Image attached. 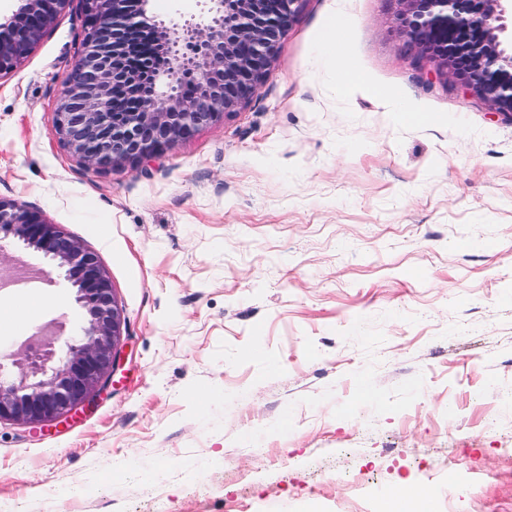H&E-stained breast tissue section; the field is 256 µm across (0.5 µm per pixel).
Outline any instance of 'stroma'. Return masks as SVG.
Returning <instances> with one entry per match:
<instances>
[{
    "label": "stroma",
    "instance_id": "35a3bbf8",
    "mask_svg": "<svg viewBox=\"0 0 512 512\" xmlns=\"http://www.w3.org/2000/svg\"><path fill=\"white\" fill-rule=\"evenodd\" d=\"M399 0H300L258 95L158 158L85 167L52 133L80 0L0 76V198L94 253L125 359L96 407L0 423V512H512V121L434 68ZM167 26L206 0H150ZM345 23L350 89L319 50ZM423 111H386L382 98ZM8 379L87 323L63 269L13 236Z\"/></svg>",
    "mask_w": 512,
    "mask_h": 512
}]
</instances>
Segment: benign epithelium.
Listing matches in <instances>:
<instances>
[{
	"label": "benign epithelium",
	"instance_id": "obj_1",
	"mask_svg": "<svg viewBox=\"0 0 512 512\" xmlns=\"http://www.w3.org/2000/svg\"><path fill=\"white\" fill-rule=\"evenodd\" d=\"M0 23V75L23 61L72 0H19ZM84 55L57 106L53 132L89 169L149 160L187 140L259 91L298 0H211L214 17L173 37L129 0H82ZM401 33L415 59L448 73L512 119V0H401ZM0 230L55 261L89 315L83 336L47 371L0 380V422L58 424L93 406L112 385L123 319L96 257L33 211L0 199Z\"/></svg>",
	"mask_w": 512,
	"mask_h": 512
}]
</instances>
